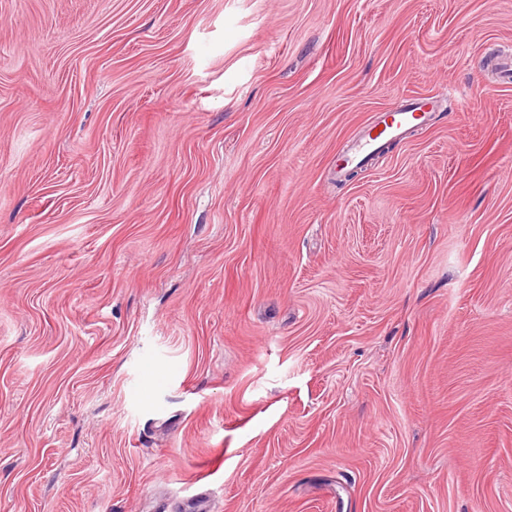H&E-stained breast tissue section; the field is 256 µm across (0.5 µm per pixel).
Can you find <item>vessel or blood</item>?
Masks as SVG:
<instances>
[{"mask_svg": "<svg viewBox=\"0 0 512 512\" xmlns=\"http://www.w3.org/2000/svg\"><path fill=\"white\" fill-rule=\"evenodd\" d=\"M435 108V101L429 100L420 105L403 103L379 113L366 133L342 155L337 172L361 164L386 142L403 140L411 129L425 125Z\"/></svg>", "mask_w": 512, "mask_h": 512, "instance_id": "vessel-or-blood-1", "label": "vessel or blood"}]
</instances>
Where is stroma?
Segmentation results:
<instances>
[{
  "label": "stroma",
  "mask_w": 512,
  "mask_h": 512,
  "mask_svg": "<svg viewBox=\"0 0 512 512\" xmlns=\"http://www.w3.org/2000/svg\"><path fill=\"white\" fill-rule=\"evenodd\" d=\"M509 46L512 0H0V512H512ZM423 104L402 103L377 115L366 133L354 141L342 155L336 165V174H343L345 168L361 164L369 155L377 152L386 142L403 140L413 128H419L427 123L435 111L436 100Z\"/></svg>",
  "instance_id": "35a3bbf8"
}]
</instances>
